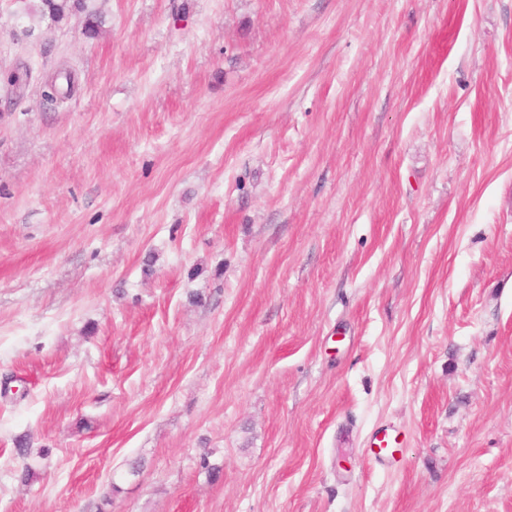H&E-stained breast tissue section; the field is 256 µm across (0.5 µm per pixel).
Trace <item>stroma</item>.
<instances>
[{
    "label": "stroma",
    "instance_id": "stroma-1",
    "mask_svg": "<svg viewBox=\"0 0 512 512\" xmlns=\"http://www.w3.org/2000/svg\"><path fill=\"white\" fill-rule=\"evenodd\" d=\"M33 4L0 512H512V0ZM36 11L41 16H48L52 21H68L74 11L81 8L80 0H37ZM396 438L386 430L375 433L369 443V455L372 459L379 462H388L394 460L399 452L396 447Z\"/></svg>",
    "mask_w": 512,
    "mask_h": 512
}]
</instances>
